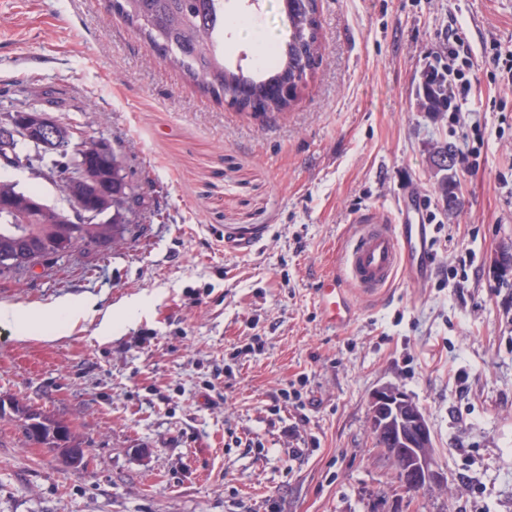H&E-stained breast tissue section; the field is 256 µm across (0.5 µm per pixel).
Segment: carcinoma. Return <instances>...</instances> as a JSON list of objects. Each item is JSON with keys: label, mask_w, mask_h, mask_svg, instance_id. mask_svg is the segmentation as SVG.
Masks as SVG:
<instances>
[{"label": "carcinoma", "mask_w": 512, "mask_h": 512, "mask_svg": "<svg viewBox=\"0 0 512 512\" xmlns=\"http://www.w3.org/2000/svg\"><path fill=\"white\" fill-rule=\"evenodd\" d=\"M280 2L288 5L289 27L309 21V0ZM112 8L139 32L156 57L179 69L202 92L218 101H228L242 111L251 110L250 102L238 100L243 85L253 88V99L266 105L265 112L288 111L291 103L268 99L267 85L283 70L299 66L300 54L314 61L323 50L317 26L311 39L301 45L290 39L276 44L263 73L252 76L240 66L231 68L224 64V0H112ZM417 96L424 112L442 115L448 111V68L427 66ZM14 153L18 164L26 165L37 178L59 181L63 192L83 188L84 206L89 210L98 208L99 192L108 193L116 214L110 224H62L60 219L69 217V209L51 206L37 190H21L17 183L0 178V222L8 220L7 211L11 209L26 221V225L13 229L0 226V255L9 258L0 262V271L31 269L65 249L83 246L95 250L124 233L130 224L129 217L143 208V197L127 180L125 154L120 147L112 148L110 154L83 160L95 177V184L84 187L80 186L82 170L74 143L55 152L56 158L48 163L46 152L26 140L14 147ZM453 184L452 175H445L438 182V193L450 210L459 206ZM0 420L19 423L26 441L41 448L82 447L66 423L27 403L0 398Z\"/></svg>", "instance_id": "1"}]
</instances>
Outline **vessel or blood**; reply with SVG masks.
<instances>
[{
	"mask_svg": "<svg viewBox=\"0 0 512 512\" xmlns=\"http://www.w3.org/2000/svg\"><path fill=\"white\" fill-rule=\"evenodd\" d=\"M433 230V225L421 222L394 224L371 215L358 218L354 241L343 260L345 280L326 276L318 282L317 296L327 324L343 326L352 318L354 308L345 283L373 295L400 269L415 281L427 280L432 273Z\"/></svg>",
	"mask_w": 512,
	"mask_h": 512,
	"instance_id": "vessel-or-blood-1",
	"label": "vessel or blood"
}]
</instances>
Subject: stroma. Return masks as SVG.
I'll return each instance as SVG.
<instances>
[{
	"instance_id": "35a3bbf8",
	"label": "stroma",
	"mask_w": 512,
	"mask_h": 512,
	"mask_svg": "<svg viewBox=\"0 0 512 512\" xmlns=\"http://www.w3.org/2000/svg\"><path fill=\"white\" fill-rule=\"evenodd\" d=\"M325 52L289 111H239L153 57L111 0H0V111L23 103L122 145L144 199L106 250L0 274V304L66 299L136 319L49 338L0 324V396L68 423L82 465L0 424V512H512V92L486 58L512 0H318ZM286 40L279 0H224ZM460 34L473 93L420 111L428 64ZM456 150L464 203L431 165ZM480 149L473 157L471 149ZM435 227L434 272H396L329 327L354 224L396 210ZM232 231L256 237L224 248ZM400 386L426 416L444 488L403 490L369 398ZM316 289L326 323L333 327L348 324L352 318L354 308L346 288H342V282L336 279V275L325 276L320 279Z\"/></svg>"
}]
</instances>
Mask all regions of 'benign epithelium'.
I'll return each mask as SVG.
<instances>
[{"instance_id":"1","label":"benign epithelium","mask_w":512,"mask_h":512,"mask_svg":"<svg viewBox=\"0 0 512 512\" xmlns=\"http://www.w3.org/2000/svg\"><path fill=\"white\" fill-rule=\"evenodd\" d=\"M29 126L35 128L30 142L46 150L58 149L63 139L71 136L79 140V148L84 151L105 150L106 140L100 137H90L81 130L62 134L42 110L28 113L19 125L0 123L1 161L15 159L14 143L23 139ZM368 419L372 432L392 439L393 447L386 449V453L395 463L402 487L423 490L444 483L436 465L427 419L403 390L391 383L378 387L369 400Z\"/></svg>"}]
</instances>
